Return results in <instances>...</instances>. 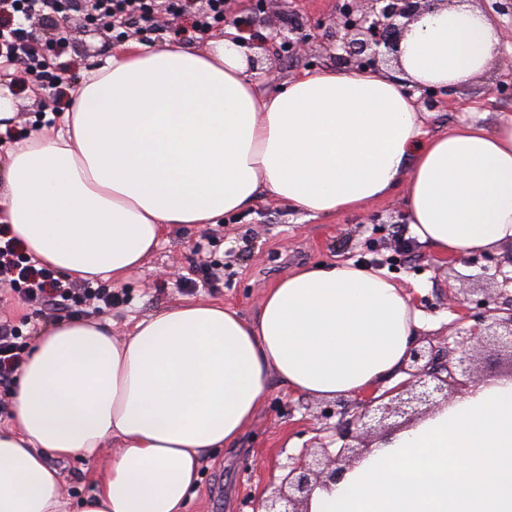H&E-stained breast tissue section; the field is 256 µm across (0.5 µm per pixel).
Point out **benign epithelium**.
<instances>
[{
    "instance_id": "benign-epithelium-1",
    "label": "benign epithelium",
    "mask_w": 512,
    "mask_h": 512,
    "mask_svg": "<svg viewBox=\"0 0 512 512\" xmlns=\"http://www.w3.org/2000/svg\"><path fill=\"white\" fill-rule=\"evenodd\" d=\"M441 0H336L333 22H298L284 30L270 28L265 39L293 57L311 43L338 70L389 67L397 62L399 46L410 24ZM419 100L433 110L444 103L446 86L417 85ZM492 350L508 353L512 374V311L477 324L448 348L445 354L434 345L411 348L404 368L409 378L399 387L361 403L353 410L345 399L336 401V414L342 417L338 431L342 445L330 450L323 445L306 451L271 495L258 503V512H309L312 492L318 486L339 482L368 450L365 442L392 434L425 410L448 403L474 382L478 354Z\"/></svg>"
}]
</instances>
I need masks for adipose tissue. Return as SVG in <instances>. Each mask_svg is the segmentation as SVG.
Listing matches in <instances>:
<instances>
[{"instance_id": "obj_1", "label": "adipose tissue", "mask_w": 512, "mask_h": 512, "mask_svg": "<svg viewBox=\"0 0 512 512\" xmlns=\"http://www.w3.org/2000/svg\"><path fill=\"white\" fill-rule=\"evenodd\" d=\"M235 29L198 52L113 48L61 125L10 149L0 215L37 265L119 285L175 224L270 197L315 218L403 188L419 242L457 257L512 246V115L464 108L428 136L406 83L457 89L499 34L471 0L426 12L397 71L331 68L257 90ZM420 313L382 267L326 262L267 288L254 318L184 302L128 336L75 319L37 336L0 427V512H61L49 457L94 462L77 512H185L208 453L235 444L271 382L333 400L395 382ZM116 442L104 458L100 448ZM310 512H512V377L471 384L376 441Z\"/></svg>"}]
</instances>
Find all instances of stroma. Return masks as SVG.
<instances>
[{
	"label": "stroma",
	"instance_id": "obj_1",
	"mask_svg": "<svg viewBox=\"0 0 512 512\" xmlns=\"http://www.w3.org/2000/svg\"><path fill=\"white\" fill-rule=\"evenodd\" d=\"M479 7L498 27L501 50L483 76L452 93L446 104L433 111L431 130L453 127L461 106L471 103L495 116L512 114V94L496 90L497 83L512 74V16L496 13L491 0H481ZM335 8V0H271L257 11L253 20L258 41L252 52L260 69L276 67L280 80L285 81L325 68L316 50H306L297 59L276 56L263 37L268 26L285 27L295 17H331ZM155 17L162 30L149 35V42H174L198 51L206 49L209 40L225 26L221 20L212 22L205 34L189 39L180 31L192 27V14L174 16L162 8ZM67 27L71 40L65 66L59 71L57 95L40 93L38 76L24 65L12 64L0 70V86L9 88L14 112L12 124L0 134V145L34 132L55 133L56 124L46 123V115L64 112L70 90L86 71L111 56L117 44L112 31L86 28L81 13L69 12ZM408 227L399 189L365 211L329 219H309L267 201L225 216L216 225L177 224L123 284L99 283L100 292L112 296L110 308L101 309L96 302L87 301L78 305V314L111 323L116 336L125 335L138 320L184 300L221 303L250 318L256 315L265 290L298 268L335 259L359 264L375 258L384 260L388 273L405 287L428 321V329L418 333L419 342L441 346L455 341L457 331L473 326L474 316L483 314L486 300H494L496 309L503 312L512 308L511 248L461 256L449 264L431 248L417 244L403 257L392 233ZM462 296L468 299L471 318H463L455 304ZM0 316L11 320L27 344L64 319L63 314L26 300L6 282L0 284ZM338 420L329 401L298 396L272 383L239 445L221 450L203 463L186 512H254L255 494L277 481L291 459L299 457L315 440L335 441ZM259 458L265 461L260 469L254 466ZM48 463L61 476L67 503L91 494L93 479L83 462L52 457Z\"/></svg>",
	"mask_w": 512,
	"mask_h": 512
}]
</instances>
